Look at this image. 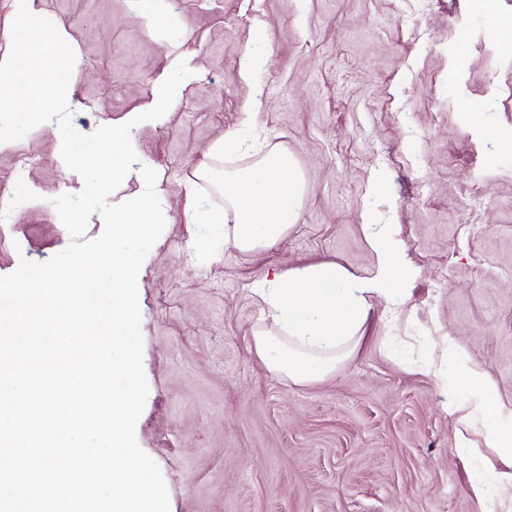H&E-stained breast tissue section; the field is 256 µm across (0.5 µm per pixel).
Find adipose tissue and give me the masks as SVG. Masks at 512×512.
Listing matches in <instances>:
<instances>
[{
	"instance_id": "ef3b65f1",
	"label": "adipose tissue",
	"mask_w": 512,
	"mask_h": 512,
	"mask_svg": "<svg viewBox=\"0 0 512 512\" xmlns=\"http://www.w3.org/2000/svg\"><path fill=\"white\" fill-rule=\"evenodd\" d=\"M224 207L197 211V224L224 227L225 247L252 254L276 246L295 226L306 196V183L288 151L269 150L246 168L226 170L220 180ZM377 255L372 275L360 276L335 261L279 270L273 278L255 280L250 291L262 302L271 327L252 333V348L271 374L295 385H307L335 375L364 339L371 298L396 303L392 288L409 280L404 246L390 229L368 227ZM448 362L459 382L473 395L465 404L448 407L457 425L472 419L485 423L487 447L512 460V413H504L489 374L470 365L457 349Z\"/></svg>"
}]
</instances>
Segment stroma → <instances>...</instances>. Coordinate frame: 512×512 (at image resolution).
<instances>
[{"mask_svg": "<svg viewBox=\"0 0 512 512\" xmlns=\"http://www.w3.org/2000/svg\"><path fill=\"white\" fill-rule=\"evenodd\" d=\"M35 7L78 60L69 100L80 133L150 105L178 62L195 71L162 123L131 132L165 216L140 270L149 395L136 438L170 512H477V480L488 512H512V487L486 478L501 460L471 449L484 424L463 440L446 412L468 390L412 367L453 344L512 410V38L501 32L512 0H154L167 30L138 0ZM249 111V129L288 150L307 185L296 225L256 254L223 248V226L189 223L185 208L192 183L223 208L196 172L251 164L213 150L248 129ZM20 155L36 162L21 176L28 195L0 222V276L70 244L52 200L83 188L41 125L0 150V197ZM368 224L393 225L404 243V306L373 300L363 343L335 377L273 376L251 350L262 307L250 284L323 260L369 274Z\"/></svg>", "mask_w": 512, "mask_h": 512, "instance_id": "1", "label": "stroma"}]
</instances>
